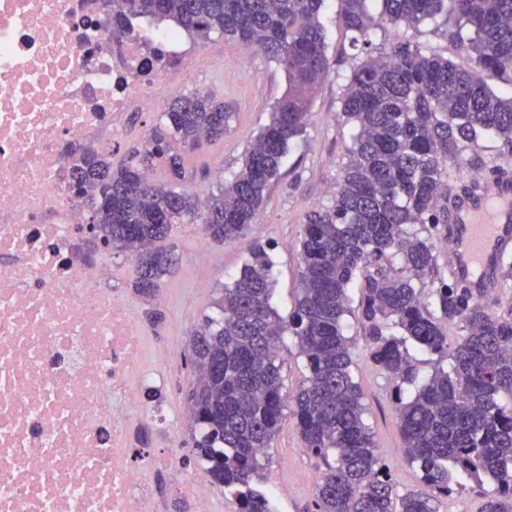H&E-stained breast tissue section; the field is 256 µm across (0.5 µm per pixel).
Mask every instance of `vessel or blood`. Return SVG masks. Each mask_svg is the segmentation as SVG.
Here are the masks:
<instances>
[{
	"label": "vessel or blood",
	"mask_w": 512,
	"mask_h": 512,
	"mask_svg": "<svg viewBox=\"0 0 512 512\" xmlns=\"http://www.w3.org/2000/svg\"><path fill=\"white\" fill-rule=\"evenodd\" d=\"M449 236L455 243L448 258L452 273L469 281L477 296L491 299L498 287L494 271L512 254V184H497L460 207Z\"/></svg>",
	"instance_id": "b4317fda"
}]
</instances>
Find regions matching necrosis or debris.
<instances>
[{"instance_id": "obj_1", "label": "necrosis or debris", "mask_w": 512, "mask_h": 512, "mask_svg": "<svg viewBox=\"0 0 512 512\" xmlns=\"http://www.w3.org/2000/svg\"><path fill=\"white\" fill-rule=\"evenodd\" d=\"M110 0H0V512H164L133 424L171 383L86 253L68 146L102 148L124 112H150L188 76L186 36L142 22L112 37Z\"/></svg>"}]
</instances>
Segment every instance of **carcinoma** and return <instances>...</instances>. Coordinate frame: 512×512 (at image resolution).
I'll use <instances>...</instances> for the list:
<instances>
[{"label": "carcinoma", "instance_id": "obj_1", "mask_svg": "<svg viewBox=\"0 0 512 512\" xmlns=\"http://www.w3.org/2000/svg\"><path fill=\"white\" fill-rule=\"evenodd\" d=\"M340 0V22L365 58L344 85L341 113L356 134L331 203L306 216L299 250V288L284 318L272 305L273 260L255 247L240 275L222 288L221 318H207L191 340L195 378L188 394L192 453L207 480L232 493L239 512H274L256 486L293 399L304 448L325 471L314 512H440L441 498L471 479L479 512H512V308L487 301L451 276L439 241L451 207L481 185L463 172L488 166L474 147L493 134L512 155V0ZM325 0H112V34L134 18L166 21L189 36L212 33L256 48L285 72L288 88L247 146L241 169L201 199L180 188L189 158L224 139L235 113L212 95L190 93L162 112L149 148L120 166L81 149L69 190L90 208L89 248L132 257L135 291L151 297L172 270L171 225L200 224L215 243L250 232L290 146L306 133L313 96L328 77ZM443 18L453 61L401 42L374 54L386 27L418 28ZM160 169L159 184L150 171ZM142 183L132 181L134 173ZM360 288L364 351L390 383L403 454L424 489L399 493L381 463L365 421L363 393L351 366L355 341L345 335L349 290ZM458 330L448 342V327ZM295 340L306 375L284 392V336ZM432 356L419 380L409 346ZM417 384L410 399L403 385ZM509 402L502 401V395ZM493 488H484V481Z\"/></svg>", "mask_w": 512, "mask_h": 512}]
</instances>
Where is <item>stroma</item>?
<instances>
[{
  "label": "stroma",
  "instance_id": "stroma-1",
  "mask_svg": "<svg viewBox=\"0 0 512 512\" xmlns=\"http://www.w3.org/2000/svg\"><path fill=\"white\" fill-rule=\"evenodd\" d=\"M339 10V0H325L321 22L326 33L329 77L314 97L305 135L292 145L280 177L269 186L252 231L232 242L215 244L205 238L200 225H173L170 240L180 261L163 277L155 299L150 301L132 288L137 276L133 260L118 251L102 249L96 253L97 258L111 264L113 290L144 328L149 357L175 367L179 373L177 387L167 399L170 413H177L184 406L194 379L189 361L192 332L204 316L216 315L222 288L239 275L255 241L266 243L274 257V300L281 315H288L295 300L302 225L309 212L328 204L354 133L352 125L341 116V87L363 54L353 47L350 34L340 25ZM444 31L439 20L415 29L391 28L377 34L375 43L383 53L390 52L396 43L408 41L456 57L458 51ZM189 45L190 55L198 56L199 62L191 78L174 89V96L209 92L222 98L235 114L223 141L202 146L193 164L186 187L203 198L216 190L220 178H231L241 168L248 142L268 122L271 108L283 95L286 83L279 66L261 55L246 57L232 40L216 35L209 40L190 39ZM159 122L156 112L126 113L110 154L113 165H120L131 149L145 148ZM153 310L159 313V320L150 319ZM351 369L363 393L366 421L398 490L417 488L416 472L403 456L387 380L360 347L355 350ZM268 456L263 489L280 485L289 488L288 496L276 499L277 512H312L315 488L303 477L320 473L323 464L305 450L292 412H285Z\"/></svg>",
  "mask_w": 512,
  "mask_h": 512
}]
</instances>
